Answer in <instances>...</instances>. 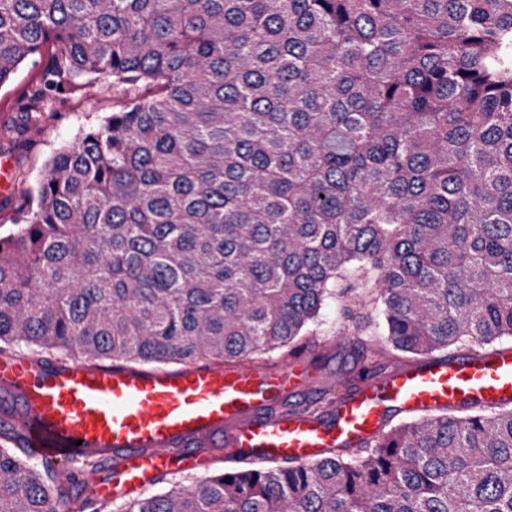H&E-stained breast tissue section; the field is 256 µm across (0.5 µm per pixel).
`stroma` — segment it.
Listing matches in <instances>:
<instances>
[{
  "mask_svg": "<svg viewBox=\"0 0 512 512\" xmlns=\"http://www.w3.org/2000/svg\"><path fill=\"white\" fill-rule=\"evenodd\" d=\"M50 54L23 64L12 82L0 87V155L13 160L12 180L19 190L35 185L45 173V164L60 147L74 142L85 130L116 111L119 94L111 84L81 87L67 94L58 93L50 82ZM44 96L36 121L26 115L33 92ZM0 202V234H9L11 217L19 198ZM374 291H367L351 314L340 312L339 304L329 302L306 336L303 355L312 357L318 376L307 395L284 403L287 411L329 413L342 382L354 383L370 375H382L404 358L392 350L378 323L373 307Z\"/></svg>",
  "mask_w": 512,
  "mask_h": 512,
  "instance_id": "obj_1",
  "label": "stroma"
}]
</instances>
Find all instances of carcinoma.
<instances>
[{
	"instance_id": "carcinoma-1",
	"label": "carcinoma",
	"mask_w": 512,
	"mask_h": 512,
	"mask_svg": "<svg viewBox=\"0 0 512 512\" xmlns=\"http://www.w3.org/2000/svg\"><path fill=\"white\" fill-rule=\"evenodd\" d=\"M46 51L120 109L0 236L1 356L240 364L371 288L407 357L512 339V0H0V86ZM64 498L0 419V512ZM116 512H512V406Z\"/></svg>"
}]
</instances>
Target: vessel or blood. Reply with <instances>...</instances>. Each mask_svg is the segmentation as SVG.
Masks as SVG:
<instances>
[{
    "mask_svg": "<svg viewBox=\"0 0 512 512\" xmlns=\"http://www.w3.org/2000/svg\"><path fill=\"white\" fill-rule=\"evenodd\" d=\"M315 378L308 357L179 368L0 360V393L16 402L25 447L44 464L82 471L86 498L99 503L139 496L166 475L208 470L216 448L255 462H312L330 448L373 442L395 411L512 405V346L398 365L340 392L326 417L280 411ZM107 457L105 476L83 472L89 459Z\"/></svg>",
    "mask_w": 512,
    "mask_h": 512,
    "instance_id": "1",
    "label": "vessel or blood"
}]
</instances>
